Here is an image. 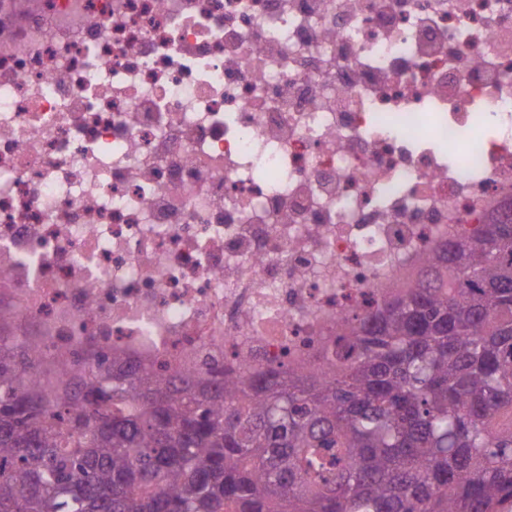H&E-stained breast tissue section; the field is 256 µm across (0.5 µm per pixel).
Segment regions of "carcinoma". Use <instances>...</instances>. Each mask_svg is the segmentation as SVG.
<instances>
[{
    "instance_id": "1",
    "label": "carcinoma",
    "mask_w": 512,
    "mask_h": 512,
    "mask_svg": "<svg viewBox=\"0 0 512 512\" xmlns=\"http://www.w3.org/2000/svg\"><path fill=\"white\" fill-rule=\"evenodd\" d=\"M426 263L320 371L70 391L0 335V512H512V223Z\"/></svg>"
}]
</instances>
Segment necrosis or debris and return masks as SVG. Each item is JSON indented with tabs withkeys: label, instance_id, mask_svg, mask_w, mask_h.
<instances>
[{
	"label": "necrosis or debris",
	"instance_id": "obj_1",
	"mask_svg": "<svg viewBox=\"0 0 512 512\" xmlns=\"http://www.w3.org/2000/svg\"><path fill=\"white\" fill-rule=\"evenodd\" d=\"M512 0H0V330L320 369L512 218Z\"/></svg>",
	"mask_w": 512,
	"mask_h": 512
}]
</instances>
